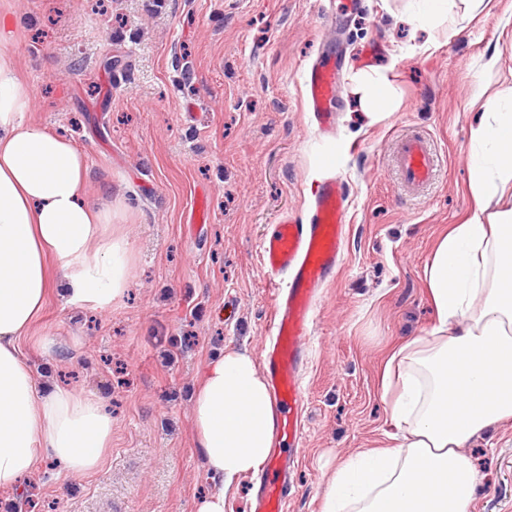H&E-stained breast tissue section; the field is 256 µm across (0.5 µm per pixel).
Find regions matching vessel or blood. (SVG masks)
Wrapping results in <instances>:
<instances>
[{"mask_svg": "<svg viewBox=\"0 0 512 512\" xmlns=\"http://www.w3.org/2000/svg\"><path fill=\"white\" fill-rule=\"evenodd\" d=\"M334 58H318L307 70V108L317 129H336ZM440 165L433 141L423 135L403 138L394 165L400 186L427 190ZM349 199L339 175L319 183L305 221L281 217L259 243L262 272L272 290L269 341L262 365L277 416L282 452L273 455L253 501L254 512H285L291 492L288 477L302 450L304 394L302 375L314 314L325 288L334 282L345 251Z\"/></svg>", "mask_w": 512, "mask_h": 512, "instance_id": "b4317fda", "label": "vessel or blood"}]
</instances>
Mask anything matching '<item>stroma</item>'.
Masks as SVG:
<instances>
[{
	"label": "stroma",
	"mask_w": 512,
	"mask_h": 512,
	"mask_svg": "<svg viewBox=\"0 0 512 512\" xmlns=\"http://www.w3.org/2000/svg\"><path fill=\"white\" fill-rule=\"evenodd\" d=\"M20 20L28 120L88 157L92 205L118 202L129 286L110 310L50 294L21 344L36 376L112 409V446L80 477L43 462L0 491L5 512H194L211 488L194 444L192 392L227 346L261 356L272 292L268 225L304 215L324 160L349 195L343 263L317 308L303 376V451L286 512H323L334 470L390 429L379 371L435 321L425 266L469 213L471 136L488 97L512 96V0H444L454 28L418 26L419 0H0ZM342 64L334 135L313 125L304 77ZM390 69L397 108L370 123L357 73ZM429 133L443 161L420 196L395 182L402 134ZM204 209L206 223L189 221ZM471 512H512V422L473 438Z\"/></svg>",
	"instance_id": "1"
}]
</instances>
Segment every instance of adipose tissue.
<instances>
[{"instance_id":"obj_1","label":"adipose tissue","mask_w":512,"mask_h":512,"mask_svg":"<svg viewBox=\"0 0 512 512\" xmlns=\"http://www.w3.org/2000/svg\"><path fill=\"white\" fill-rule=\"evenodd\" d=\"M19 22L0 9V489L52 459L60 473L98 469L112 415L73 388L38 381L20 344L49 291L110 309L128 285L126 241L112 206L87 201V156L25 118L31 94L19 65ZM353 91L378 121L395 108L387 73ZM473 133L470 215L451 225L425 267L437 322L402 341L382 373L391 447L355 454L336 470L323 512H471L476 470L465 448L512 420V99L488 102ZM497 211H489L490 203ZM194 443L216 487L195 512H226V494L267 462L275 419L267 380L248 351L224 348L193 391Z\"/></svg>"}]
</instances>
